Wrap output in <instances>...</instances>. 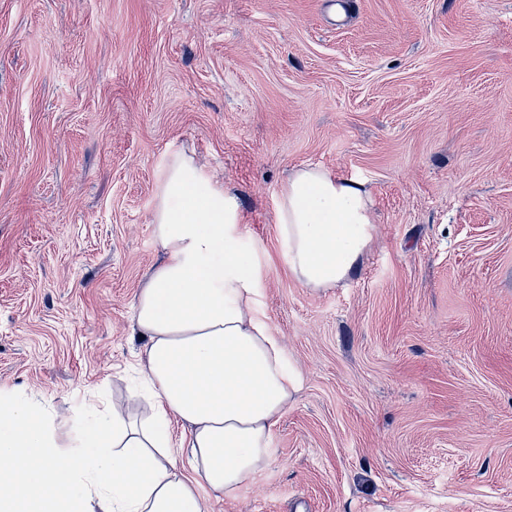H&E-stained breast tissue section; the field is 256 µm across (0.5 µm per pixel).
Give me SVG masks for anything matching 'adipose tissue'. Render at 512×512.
<instances>
[{
  "label": "adipose tissue",
  "instance_id": "1",
  "mask_svg": "<svg viewBox=\"0 0 512 512\" xmlns=\"http://www.w3.org/2000/svg\"><path fill=\"white\" fill-rule=\"evenodd\" d=\"M151 222L162 258L133 304L149 414L132 418L116 402L79 426L1 390L0 512H211L212 499L235 497L269 463L296 373L256 312L262 277L238 248V197L175 154ZM274 222L308 288L357 274L375 231L364 184L318 166L292 172Z\"/></svg>",
  "mask_w": 512,
  "mask_h": 512
}]
</instances>
